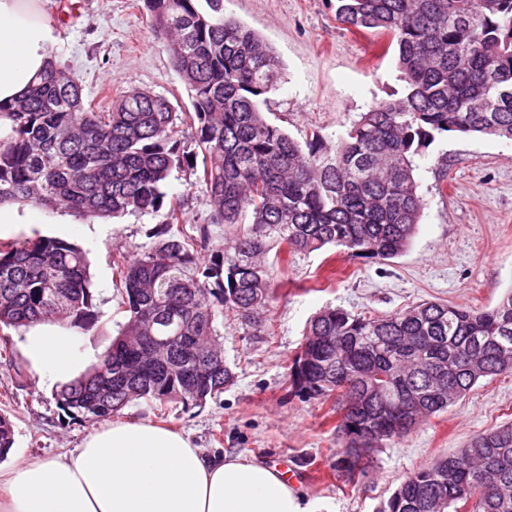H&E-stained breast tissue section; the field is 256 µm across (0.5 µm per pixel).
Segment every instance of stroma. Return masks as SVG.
<instances>
[{
  "mask_svg": "<svg viewBox=\"0 0 512 512\" xmlns=\"http://www.w3.org/2000/svg\"><path fill=\"white\" fill-rule=\"evenodd\" d=\"M131 3L79 0L71 19L60 0H47L57 62L79 78L84 97L98 107H109L119 93L144 90L167 98L177 111L190 110L166 44L152 36L145 12ZM224 12L258 33L279 58L281 80L268 117L298 141L317 131L333 145L359 113L402 93L387 36L346 31L335 17V0H224ZM415 177L424 210L404 255L378 264L341 252L289 257L270 251L278 286L260 335H245L233 313L224 315V357L234 384L198 406L171 401L162 418L135 401L122 418L160 421L210 454L245 453L271 467H288L318 512H378L409 473L512 421V374L480 382L448 411L379 448L354 485L336 469L343 446L339 409L291 386L290 367L306 324L323 307L380 316L423 300L487 308L512 290V141L437 138L418 159ZM168 190L183 199L184 229L208 223L207 190L191 169L173 170ZM34 228L87 251L102 318L83 341L105 352L125 321L113 259L117 251L134 254L156 241L167 229L165 212L92 223L54 216L35 226L22 217L0 226V234ZM55 394V388L37 385L21 358L0 359V414L8 415L15 432L1 468L19 458L71 452L95 429V422L62 411Z\"/></svg>",
  "mask_w": 512,
  "mask_h": 512,
  "instance_id": "stroma-1",
  "label": "stroma"
}]
</instances>
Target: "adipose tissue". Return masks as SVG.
I'll return each mask as SVG.
<instances>
[{
	"instance_id": "1",
	"label": "adipose tissue",
	"mask_w": 512,
	"mask_h": 512,
	"mask_svg": "<svg viewBox=\"0 0 512 512\" xmlns=\"http://www.w3.org/2000/svg\"><path fill=\"white\" fill-rule=\"evenodd\" d=\"M43 0H0V103L21 97L53 57ZM23 361L41 385L70 383L96 360L73 329L23 328ZM0 512H311L293 481L246 454L209 455L180 432L118 420L57 459L15 461L0 472Z\"/></svg>"
}]
</instances>
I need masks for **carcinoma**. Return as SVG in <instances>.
<instances>
[{
	"label": "carcinoma",
	"mask_w": 512,
	"mask_h": 512,
	"mask_svg": "<svg viewBox=\"0 0 512 512\" xmlns=\"http://www.w3.org/2000/svg\"><path fill=\"white\" fill-rule=\"evenodd\" d=\"M136 7L167 42L192 111L131 91L99 112L79 79L55 64L13 111L0 105L11 121L0 135V203L60 207L88 222L165 207L168 223L180 224V199L164 187L173 169L197 167L181 149L187 127L224 250L200 259L208 239L201 224L134 257L118 252L126 322L99 363L58 391L59 407L75 418L104 420L134 400L159 410L218 397L235 378L220 342L224 312L260 332L275 288L271 249L335 247L372 263L399 257L423 210L414 158L448 133L512 140V0H336L345 28L390 37L405 91L361 113L331 147L316 132L303 147L269 121L278 58L224 14L223 0ZM53 318L83 331L99 320L85 251L47 237L0 243V330ZM510 369L512 291L488 310L436 301L384 316L325 308L310 319L290 378L308 398L344 389L346 447L380 448ZM12 444L13 424L1 414L0 457ZM463 504L512 512V423L412 472L380 512H458Z\"/></svg>",
	"instance_id": "obj_1"
}]
</instances>
